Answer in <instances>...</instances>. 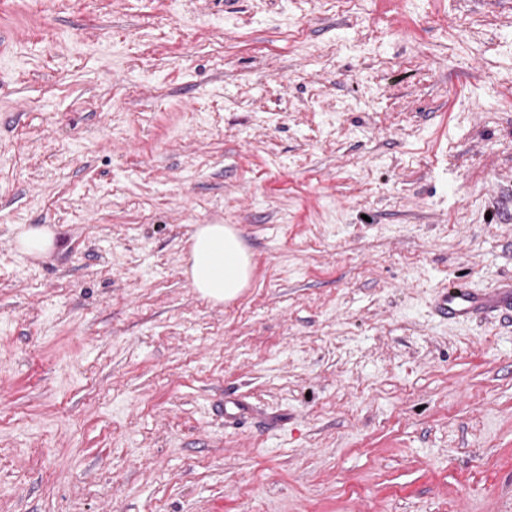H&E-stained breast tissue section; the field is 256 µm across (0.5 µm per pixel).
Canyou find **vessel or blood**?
<instances>
[{
    "label": "vessel or blood",
    "instance_id": "b4317fda",
    "mask_svg": "<svg viewBox=\"0 0 512 512\" xmlns=\"http://www.w3.org/2000/svg\"><path fill=\"white\" fill-rule=\"evenodd\" d=\"M502 309L507 315H512V290L487 291L472 287L463 281L449 283L440 292L435 312L438 316L465 321L475 315Z\"/></svg>",
    "mask_w": 512,
    "mask_h": 512
}]
</instances>
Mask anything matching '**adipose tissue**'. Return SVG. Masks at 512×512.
<instances>
[{"label": "adipose tissue", "instance_id": "1", "mask_svg": "<svg viewBox=\"0 0 512 512\" xmlns=\"http://www.w3.org/2000/svg\"><path fill=\"white\" fill-rule=\"evenodd\" d=\"M185 274L202 297L224 303L236 299L248 287L251 256L231 227L202 224L191 236Z\"/></svg>", "mask_w": 512, "mask_h": 512}]
</instances>
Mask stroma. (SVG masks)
Returning <instances> with one entry per match:
<instances>
[{
    "mask_svg": "<svg viewBox=\"0 0 512 512\" xmlns=\"http://www.w3.org/2000/svg\"><path fill=\"white\" fill-rule=\"evenodd\" d=\"M459 279L512 283V0H0V512H512ZM15 248L23 254H45L53 249L54 239L44 228L20 225L15 228L13 237ZM185 274L202 297L213 303L232 301L250 283L251 255L231 227L202 224L191 236Z\"/></svg>",
    "mask_w": 512,
    "mask_h": 512,
    "instance_id": "35a3bbf8",
    "label": "stroma"
}]
</instances>
